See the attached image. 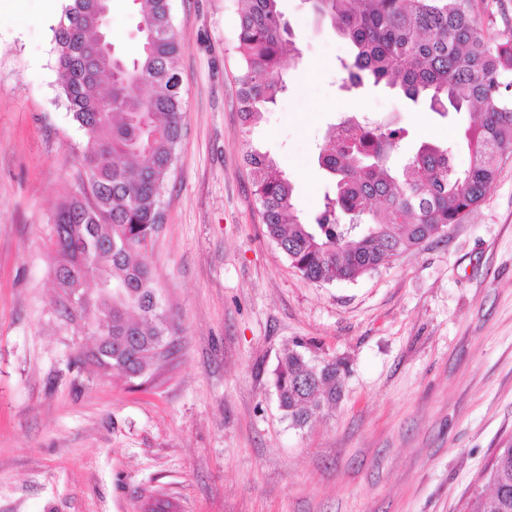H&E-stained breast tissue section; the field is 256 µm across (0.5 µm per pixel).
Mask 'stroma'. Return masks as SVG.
Returning <instances> with one entry per match:
<instances>
[{"label": "stroma", "instance_id": "35a3bbf8", "mask_svg": "<svg viewBox=\"0 0 512 512\" xmlns=\"http://www.w3.org/2000/svg\"><path fill=\"white\" fill-rule=\"evenodd\" d=\"M184 45L183 133L147 245L182 332L150 379L77 361L82 322L53 285L51 217L86 180L82 131L59 87L43 0L0 9V512H461L496 449L512 443V154L482 204L354 282L295 271L261 220L247 147L288 173L315 215L316 162L345 115L456 144L469 113L440 118L387 89L340 90L351 48L303 0L287 89L244 129L237 0H169ZM116 53L140 42L131 0H112ZM341 364L342 393L304 428L281 411L283 350Z\"/></svg>", "mask_w": 512, "mask_h": 512}]
</instances>
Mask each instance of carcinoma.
Wrapping results in <instances>:
<instances>
[{
	"label": "carcinoma",
	"mask_w": 512,
	"mask_h": 512,
	"mask_svg": "<svg viewBox=\"0 0 512 512\" xmlns=\"http://www.w3.org/2000/svg\"><path fill=\"white\" fill-rule=\"evenodd\" d=\"M279 0H242L238 50L242 122L258 123L286 90L271 74L283 67L292 31ZM353 48L342 63L346 82L397 89L426 102L441 116L473 112L465 130L472 155L458 170L446 146L423 143L400 169L391 164L402 128L343 120L354 130L336 138L331 126L318 154L330 176L313 220L300 218L291 180L265 152L246 151L268 235L304 278L353 282L438 234L461 224L501 175L512 150V39L493 42L481 33L471 0H308ZM139 21L155 30L132 60L102 75L109 64L92 54L101 30L99 0H73L54 40L60 87L85 136L79 160L87 184L55 212L50 241L61 257L54 266L61 311L83 318L79 305L89 280L101 275L107 289L92 296L95 326L112 337V357L93 364L139 379L166 355L177 333L145 255L157 230L169 173L182 138L183 92L176 89V59L183 43L174 32L169 0H138ZM146 85L150 94L135 88ZM281 409L297 428L336 403L340 368L315 363L300 345L284 350L274 382ZM486 488L472 494L463 512H512V445L499 448L483 474Z\"/></svg>",
	"instance_id": "1"
}]
</instances>
